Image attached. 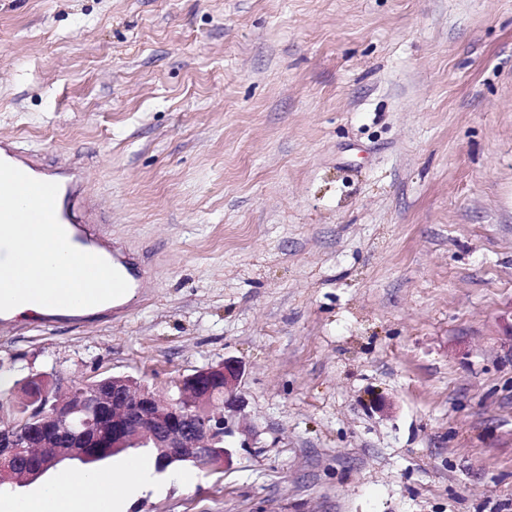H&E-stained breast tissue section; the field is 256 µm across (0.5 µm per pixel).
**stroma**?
Segmentation results:
<instances>
[{"label": "stroma", "mask_w": 512, "mask_h": 512, "mask_svg": "<svg viewBox=\"0 0 512 512\" xmlns=\"http://www.w3.org/2000/svg\"><path fill=\"white\" fill-rule=\"evenodd\" d=\"M145 277L0 387L238 360L229 463L128 512H512V0H0V138ZM0 160L20 169L30 177L59 185L56 200V218L67 233L70 244L83 252L96 254L112 265L131 288L140 280L137 264L112 252V245L103 247L99 224L111 223V217L99 199L86 187V164L81 155L63 171H56L44 154L37 150L25 152L13 140H0Z\"/></svg>", "instance_id": "1"}]
</instances>
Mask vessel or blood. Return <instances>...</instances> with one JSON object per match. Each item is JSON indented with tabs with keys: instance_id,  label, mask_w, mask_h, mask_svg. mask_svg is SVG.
I'll return each mask as SVG.
<instances>
[{
	"instance_id": "vessel-or-blood-1",
	"label": "vessel or blood",
	"mask_w": 512,
	"mask_h": 512,
	"mask_svg": "<svg viewBox=\"0 0 512 512\" xmlns=\"http://www.w3.org/2000/svg\"><path fill=\"white\" fill-rule=\"evenodd\" d=\"M0 160L34 179L57 183L56 218L65 229L70 244L105 259L128 284H135L140 279L141 271L137 264L103 244L100 227L110 223L111 218L99 199L86 187V164L82 156H74L67 169L58 171L40 151L26 152L18 147L16 141L0 140Z\"/></svg>"
}]
</instances>
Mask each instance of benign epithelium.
I'll return each mask as SVG.
<instances>
[{
  "label": "benign epithelium",
  "mask_w": 512,
  "mask_h": 512,
  "mask_svg": "<svg viewBox=\"0 0 512 512\" xmlns=\"http://www.w3.org/2000/svg\"><path fill=\"white\" fill-rule=\"evenodd\" d=\"M242 367L233 359L201 369L178 382L179 396L163 397L130 376H103L78 388L56 371L24 383L28 395L0 427V474L23 472L14 486L32 482L25 460L34 448L56 452L37 459L35 471L45 473L64 461L90 459L109 448H155L162 467L175 461L200 466L229 460L224 446V409L240 406L236 389ZM95 405L111 419V433L92 430L67 433L70 419Z\"/></svg>",
  "instance_id": "7a95c632"
}]
</instances>
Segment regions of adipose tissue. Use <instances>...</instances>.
<instances>
[{"label": "adipose tissue", "instance_id": "adipose-tissue-1", "mask_svg": "<svg viewBox=\"0 0 512 512\" xmlns=\"http://www.w3.org/2000/svg\"><path fill=\"white\" fill-rule=\"evenodd\" d=\"M147 487L142 468L130 462L112 474L61 475L34 496L9 502L6 512H123L126 499Z\"/></svg>", "mask_w": 512, "mask_h": 512}]
</instances>
